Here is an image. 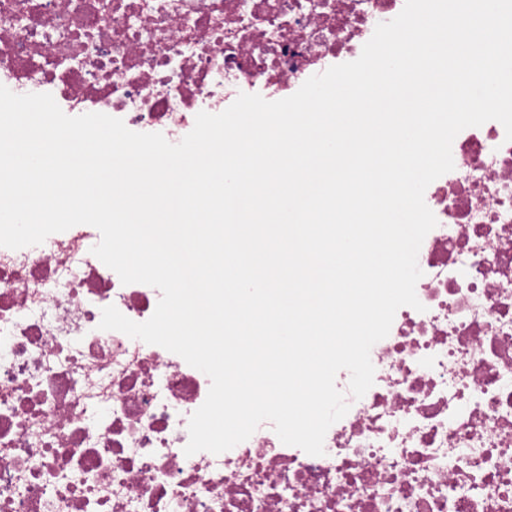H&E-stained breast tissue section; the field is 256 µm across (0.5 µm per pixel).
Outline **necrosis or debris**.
<instances>
[{
	"mask_svg": "<svg viewBox=\"0 0 512 512\" xmlns=\"http://www.w3.org/2000/svg\"><path fill=\"white\" fill-rule=\"evenodd\" d=\"M405 0H0V84L52 94L178 143L240 93L274 101L356 60ZM424 200L422 310L400 307L324 455L271 422L188 456L210 380L100 329L148 320L157 288L122 284L80 224L0 247V512H512V141L462 130Z\"/></svg>",
	"mask_w": 512,
	"mask_h": 512,
	"instance_id": "necrosis-or-debris-1",
	"label": "necrosis or debris"
}]
</instances>
